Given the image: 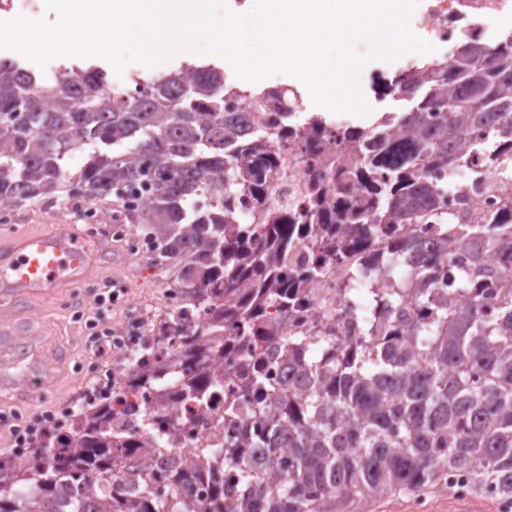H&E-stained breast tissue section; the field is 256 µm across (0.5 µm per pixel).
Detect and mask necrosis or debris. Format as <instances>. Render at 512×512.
Instances as JSON below:
<instances>
[{
    "instance_id": "1",
    "label": "necrosis or debris",
    "mask_w": 512,
    "mask_h": 512,
    "mask_svg": "<svg viewBox=\"0 0 512 512\" xmlns=\"http://www.w3.org/2000/svg\"><path fill=\"white\" fill-rule=\"evenodd\" d=\"M512 19V0H427L415 20V29L435 48L434 62L447 64L455 47L467 37L486 32L492 24ZM289 117L265 109L257 94L236 83L224 80V109L245 116L263 114L274 122L277 131L268 150L281 164L282 172L273 182L269 197L237 196L235 211L260 220L270 214L288 211L295 215L314 207L316 202L333 207L342 201L363 202L367 190L358 176H351L346 186H339L338 171L350 168V154L343 147L349 137L347 121H329L309 113L304 96L292 91L287 101ZM503 161H474L448 193V213L455 224H481L492 214L512 208V176L506 173ZM60 206L77 207L86 238H98L100 231L126 239L130 256L145 261L149 253L143 242L128 236L125 217L119 212H102L88 200L75 194L60 199ZM385 238L375 240L371 251L346 248L326 251L317 257L322 267L315 281L301 284L294 302L288 305L285 318H265L267 331L277 337L309 336L315 332L345 342L359 334V320L337 314L339 297L347 285L348 269L364 263L368 253H380ZM152 326L140 305H132L123 324L112 328V346L104 361L90 373L96 387L82 393L84 401L94 402L98 391H110L116 410L132 409L135 425L123 431L128 441L139 442L161 435V447L152 449L136 462L140 473L131 489L137 494L170 497V487L156 479L161 468L178 463L186 455L209 456L213 449L223 447L226 437L242 429L249 411L260 397L249 389L247 369L252 353L238 340V323L224 321V350L216 352L213 343H205L210 356L198 364L196 372L220 385L206 403H198L188 395V388L175 385L167 388L163 399L130 389L126 380L132 372L131 360L140 350ZM239 405L238 416L225 415L227 401Z\"/></svg>"
}]
</instances>
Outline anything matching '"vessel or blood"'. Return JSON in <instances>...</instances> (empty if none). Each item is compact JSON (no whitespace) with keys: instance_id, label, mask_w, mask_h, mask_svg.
<instances>
[{"instance_id":"obj_1","label":"vessel or blood","mask_w":512,"mask_h":512,"mask_svg":"<svg viewBox=\"0 0 512 512\" xmlns=\"http://www.w3.org/2000/svg\"><path fill=\"white\" fill-rule=\"evenodd\" d=\"M91 262L75 225L44 233L17 232L0 239V292L27 300L77 284Z\"/></svg>"}]
</instances>
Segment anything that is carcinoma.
Masks as SVG:
<instances>
[{
    "mask_svg": "<svg viewBox=\"0 0 512 512\" xmlns=\"http://www.w3.org/2000/svg\"><path fill=\"white\" fill-rule=\"evenodd\" d=\"M505 72L512 34L466 41L447 66L425 67L396 95L412 106L352 147L365 202L334 215L310 211L320 249L363 246L379 223L411 228L350 277L379 283L369 289L371 316L355 289H344L341 314L362 318V334L341 344L319 333L281 338L276 351L308 387L259 400L208 460L188 457L165 475L176 487L208 468L236 486L212 479L206 502L124 493L121 462L142 447L113 434L108 399L76 415L66 434H45L27 463L0 461V512H356L363 500L433 489L452 469L468 473L471 494L512 504V211L456 237L416 223L445 206L451 189L426 180L429 169L446 166L453 178L476 153L512 152ZM223 78L188 64L144 79L132 96L99 66L37 72L0 58V204L56 195L70 177L66 160L84 155L76 177L85 193L123 199L147 190L152 205L130 218L154 265L205 315L221 298L233 304L230 316L248 319L262 348L265 309L288 304L277 273L296 225L286 215L247 224L230 206L241 192L268 193L277 162L262 129L240 166L224 161L244 118L224 111ZM487 252L496 263L485 262ZM170 321L188 352L208 335L186 311ZM193 372L153 344L127 386L155 392ZM247 448L265 449L261 471L245 461Z\"/></svg>",
    "mask_w": 512,
    "mask_h": 512,
    "instance_id": "obj_1",
    "label": "carcinoma"
}]
</instances>
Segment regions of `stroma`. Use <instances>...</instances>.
<instances>
[{
	"label": "stroma",
	"instance_id": "1",
	"mask_svg": "<svg viewBox=\"0 0 512 512\" xmlns=\"http://www.w3.org/2000/svg\"><path fill=\"white\" fill-rule=\"evenodd\" d=\"M103 245L90 243L93 262L80 285L61 286L57 297L38 300L19 313L0 300V335L6 342L0 362L28 349L37 350L40 357V371L32 377L36 395L30 402H19L22 386L17 381L0 385V456L13 454L16 446L12 419L37 423L52 410L55 428L66 431V413L83 387L81 370L95 359L90 326L119 322L126 316L124 304L105 307L98 303L100 288L111 285L124 296L136 293L153 310L163 306L164 275L138 270L136 262L126 256L124 240H110L107 253ZM447 508V493L435 490L421 496L396 493L367 503L366 512H446Z\"/></svg>",
	"mask_w": 512,
	"mask_h": 512
}]
</instances>
